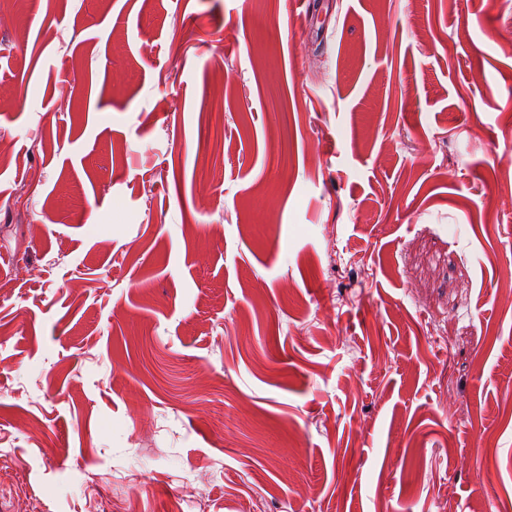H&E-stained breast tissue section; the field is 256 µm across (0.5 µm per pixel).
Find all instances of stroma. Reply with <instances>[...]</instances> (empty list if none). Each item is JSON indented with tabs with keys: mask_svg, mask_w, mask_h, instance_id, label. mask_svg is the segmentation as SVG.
Wrapping results in <instances>:
<instances>
[{
	"mask_svg": "<svg viewBox=\"0 0 512 512\" xmlns=\"http://www.w3.org/2000/svg\"><path fill=\"white\" fill-rule=\"evenodd\" d=\"M0 512H512V0H0Z\"/></svg>",
	"mask_w": 512,
	"mask_h": 512,
	"instance_id": "35a3bbf8",
	"label": "stroma"
}]
</instances>
